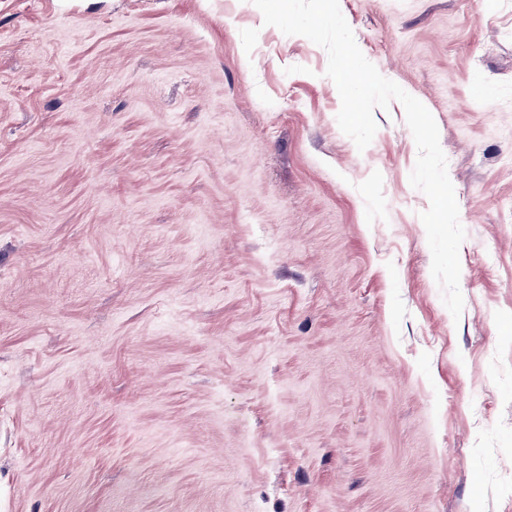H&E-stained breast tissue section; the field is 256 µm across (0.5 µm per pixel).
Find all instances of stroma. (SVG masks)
Segmentation results:
<instances>
[{"mask_svg": "<svg viewBox=\"0 0 512 512\" xmlns=\"http://www.w3.org/2000/svg\"><path fill=\"white\" fill-rule=\"evenodd\" d=\"M434 117L358 150L252 0H0V512H512V0H339Z\"/></svg>", "mask_w": 512, "mask_h": 512, "instance_id": "obj_1", "label": "stroma"}]
</instances>
